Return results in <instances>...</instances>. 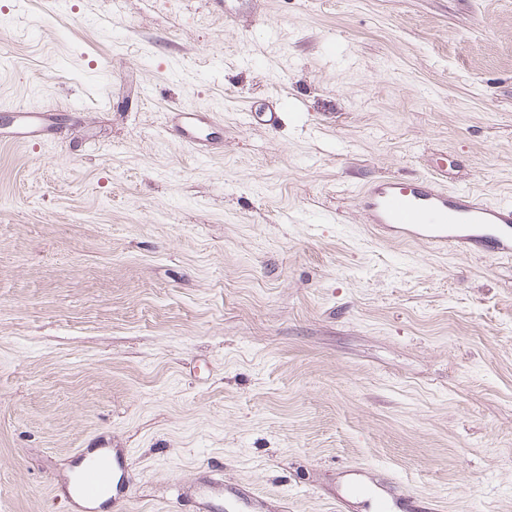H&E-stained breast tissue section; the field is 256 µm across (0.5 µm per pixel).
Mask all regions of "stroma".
Here are the masks:
<instances>
[{
  "label": "stroma",
  "instance_id": "obj_1",
  "mask_svg": "<svg viewBox=\"0 0 512 512\" xmlns=\"http://www.w3.org/2000/svg\"><path fill=\"white\" fill-rule=\"evenodd\" d=\"M0 52V512H63L103 445L115 512L211 467L288 512H512V257L352 199L440 163L512 198V0H0ZM25 101L51 144L9 145ZM176 107L223 136L173 143ZM78 466L69 482L66 496L84 512L107 502L113 504L130 497L124 481L128 454L123 448H82L76 455ZM82 502L87 506L79 504Z\"/></svg>",
  "mask_w": 512,
  "mask_h": 512
}]
</instances>
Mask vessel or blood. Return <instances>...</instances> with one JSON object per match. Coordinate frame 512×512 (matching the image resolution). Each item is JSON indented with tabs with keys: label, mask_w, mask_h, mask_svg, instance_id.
Returning <instances> with one entry per match:
<instances>
[{
	"label": "vessel or blood",
	"mask_w": 512,
	"mask_h": 512,
	"mask_svg": "<svg viewBox=\"0 0 512 512\" xmlns=\"http://www.w3.org/2000/svg\"><path fill=\"white\" fill-rule=\"evenodd\" d=\"M18 124L10 136L13 145L36 141L52 121L49 114L37 111L34 104L15 105ZM209 112L183 111L166 129L168 138L197 151L203 133L219 130ZM370 232L387 242H417L429 249L512 256V201L489 200L470 189H449L446 170L428 176L387 178L368 182L356 196ZM78 466L69 482L66 496L83 503V512L94 506L119 502L130 496L124 481L128 456L120 448L80 450ZM227 502L224 482L211 478L198 484L195 504L198 512H223ZM233 504L236 512H269L263 497L247 493Z\"/></svg>",
	"instance_id": "obj_1"
}]
</instances>
